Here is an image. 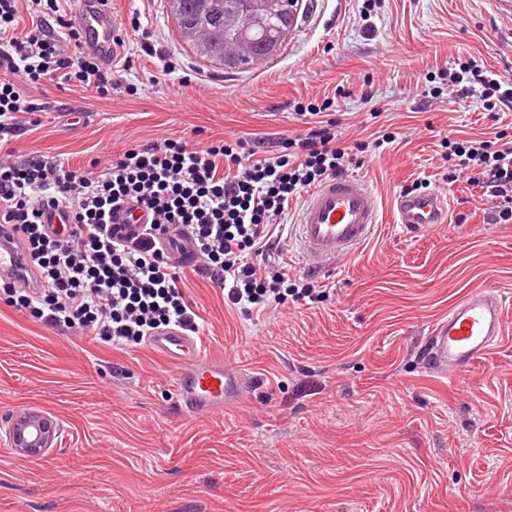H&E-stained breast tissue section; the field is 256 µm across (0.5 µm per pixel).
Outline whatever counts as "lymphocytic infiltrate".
I'll return each mask as SVG.
<instances>
[{
    "label": "lymphocytic infiltrate",
    "instance_id": "1",
    "mask_svg": "<svg viewBox=\"0 0 512 512\" xmlns=\"http://www.w3.org/2000/svg\"><path fill=\"white\" fill-rule=\"evenodd\" d=\"M20 0H0V139L12 137L24 116L43 111L26 87L49 78L77 83L103 98L115 76L130 70L121 58L106 71L81 52L62 55L42 19L60 13L61 0H30L36 20L18 28ZM459 99H474L485 111H512V79L459 62L447 74ZM334 99L295 103L302 134L275 139L272 154H243L241 143L223 140L197 147L166 138L126 150L107 166L71 168L67 158L32 156L15 160L0 153V247L20 252L26 273L0 276V299L35 320L128 349L154 331L181 326L199 333V316L182 289L185 269L175 266L161 238L171 226L184 227L194 249V272L225 290L242 314L287 300L319 302L312 283L292 279L279 260L276 220L291 200L325 179L343 173L353 157L338 144ZM444 160L448 178L478 185L494 204L500 223H512V135L491 140L449 141ZM134 201L152 215L151 224L120 234L108 223L112 208ZM62 209L73 231H49L46 212Z\"/></svg>",
    "mask_w": 512,
    "mask_h": 512
}]
</instances>
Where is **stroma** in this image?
I'll list each match as a JSON object with an SVG mask.
<instances>
[{"label":"stroma","instance_id":"stroma-1","mask_svg":"<svg viewBox=\"0 0 512 512\" xmlns=\"http://www.w3.org/2000/svg\"><path fill=\"white\" fill-rule=\"evenodd\" d=\"M112 5L132 70L105 99L30 88L51 109L13 139L18 156L84 168L169 137L264 152L301 134L293 100L328 96L341 145L397 135L347 169L375 191L380 222L317 272L290 201L282 258L323 291L318 304L246 316L188 274L201 338L251 376L243 403L209 417L178 406L175 366L147 346L118 350L0 301V512H512V223L445 179L441 147L512 126V112L457 101L441 75L473 56L512 79V0H300L280 54L230 74L181 40L168 0ZM416 181L447 194L448 223H395L391 200ZM475 287L502 295L508 333L467 374L438 378L426 337ZM26 412L58 429L37 459L6 437Z\"/></svg>","mask_w":512,"mask_h":512}]
</instances>
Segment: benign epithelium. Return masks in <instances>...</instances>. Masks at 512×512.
I'll list each match as a JSON object with an SVG mask.
<instances>
[{
	"label": "benign epithelium",
	"instance_id": "benign-epithelium-1",
	"mask_svg": "<svg viewBox=\"0 0 512 512\" xmlns=\"http://www.w3.org/2000/svg\"><path fill=\"white\" fill-rule=\"evenodd\" d=\"M239 3V7L224 14V28L231 35L225 56L238 64L255 65L262 61L255 54L257 40H265L266 56L274 55L294 24L299 0H239ZM188 38L198 55H209L205 28L191 29ZM56 438L52 421L30 413L16 418L9 434L11 447L28 456L41 455L54 447Z\"/></svg>",
	"mask_w": 512,
	"mask_h": 512
}]
</instances>
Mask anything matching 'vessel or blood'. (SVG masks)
Returning a JSON list of instances; mask_svg holds the SVG:
<instances>
[{
  "mask_svg": "<svg viewBox=\"0 0 512 512\" xmlns=\"http://www.w3.org/2000/svg\"><path fill=\"white\" fill-rule=\"evenodd\" d=\"M79 2L73 23L82 33L83 50L97 54L104 64L117 63L125 53L127 39L111 0ZM448 215L447 197L435 191L404 193L393 203L395 223L414 231L447 223ZM378 222L375 194L364 181L349 175L325 180L307 197L297 218L302 249L320 268L330 267L366 243ZM503 331L500 293L472 289L431 328L426 367L444 378L466 371L499 343ZM147 344L176 367L175 399L186 412L206 417L243 402L249 384L246 369L213 354L199 337L174 327L154 333Z\"/></svg>",
  "mask_w": 512,
  "mask_h": 512,
  "instance_id": "1",
  "label": "vessel or blood"
}]
</instances>
